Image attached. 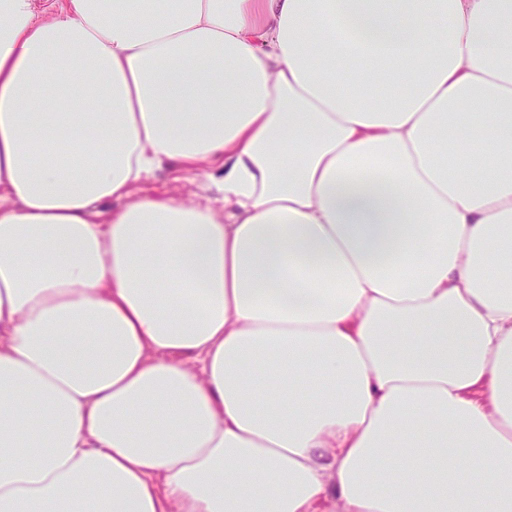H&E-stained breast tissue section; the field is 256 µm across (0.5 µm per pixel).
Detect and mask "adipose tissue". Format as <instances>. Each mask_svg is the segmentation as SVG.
Instances as JSON below:
<instances>
[{
    "label": "adipose tissue",
    "instance_id": "obj_1",
    "mask_svg": "<svg viewBox=\"0 0 512 512\" xmlns=\"http://www.w3.org/2000/svg\"><path fill=\"white\" fill-rule=\"evenodd\" d=\"M0 512H512V0H0ZM150 184L154 188L170 187L184 200L212 198L217 205H222L214 189H207L192 172L179 167L157 170Z\"/></svg>",
    "mask_w": 512,
    "mask_h": 512
}]
</instances>
